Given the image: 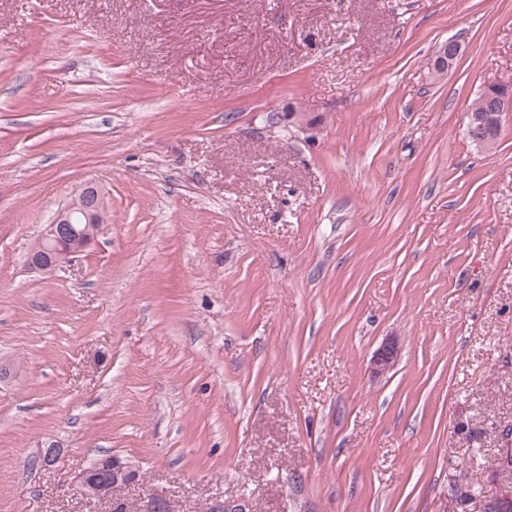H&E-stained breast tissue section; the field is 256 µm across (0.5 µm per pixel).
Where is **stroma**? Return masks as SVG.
<instances>
[{"instance_id":"obj_1","label":"stroma","mask_w":512,"mask_h":512,"mask_svg":"<svg viewBox=\"0 0 512 512\" xmlns=\"http://www.w3.org/2000/svg\"><path fill=\"white\" fill-rule=\"evenodd\" d=\"M491 82L512 0H0V512H105L73 485L109 457L127 512L512 499V118L465 131ZM87 180L96 243L29 271ZM461 51V44L457 39L450 38L443 42L436 51L435 68L439 73L446 72L452 67Z\"/></svg>"}]
</instances>
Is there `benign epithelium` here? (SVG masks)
<instances>
[{
	"instance_id": "obj_1",
	"label": "benign epithelium",
	"mask_w": 512,
	"mask_h": 512,
	"mask_svg": "<svg viewBox=\"0 0 512 512\" xmlns=\"http://www.w3.org/2000/svg\"><path fill=\"white\" fill-rule=\"evenodd\" d=\"M461 51L458 40L450 38L436 51L435 68L444 73L452 67ZM487 111L496 116L498 123L512 115V97L502 95L490 100ZM482 119L468 114V131L471 138L481 147H489L494 139L479 136ZM107 202L98 186L88 181L61 207L45 231L29 248L26 265L29 270L50 275L56 269L70 263L72 259L95 241L102 224ZM398 355L395 343L385 344L375 355L372 365L374 372L382 374L391 369ZM56 461L55 449L49 446L28 459L32 469H46ZM136 478V467L117 458L104 459L79 476L75 493L87 500L107 501L111 509L121 508L123 502L116 496L122 487Z\"/></svg>"
}]
</instances>
